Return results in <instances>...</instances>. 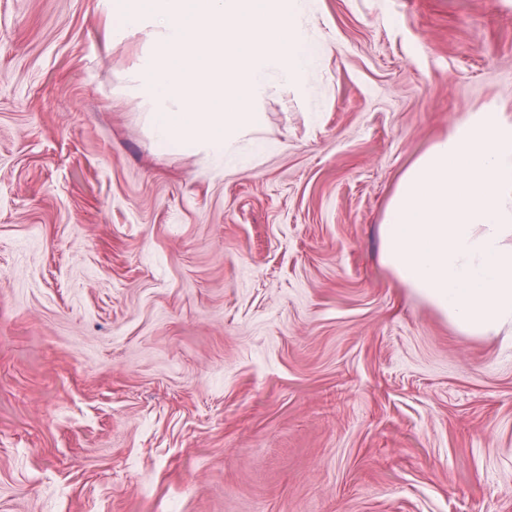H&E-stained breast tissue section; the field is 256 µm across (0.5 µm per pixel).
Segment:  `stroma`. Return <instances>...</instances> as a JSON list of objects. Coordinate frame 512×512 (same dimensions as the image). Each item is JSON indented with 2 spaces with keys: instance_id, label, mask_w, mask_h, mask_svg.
<instances>
[{
  "instance_id": "stroma-1",
  "label": "stroma",
  "mask_w": 512,
  "mask_h": 512,
  "mask_svg": "<svg viewBox=\"0 0 512 512\" xmlns=\"http://www.w3.org/2000/svg\"><path fill=\"white\" fill-rule=\"evenodd\" d=\"M240 164L163 153L101 0H0V512H512V340L379 263L406 167L512 115V0H310Z\"/></svg>"
}]
</instances>
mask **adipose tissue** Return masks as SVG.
<instances>
[{
    "label": "adipose tissue",
    "instance_id": "ef3b65f1",
    "mask_svg": "<svg viewBox=\"0 0 512 512\" xmlns=\"http://www.w3.org/2000/svg\"><path fill=\"white\" fill-rule=\"evenodd\" d=\"M380 261L460 336L512 335V115L457 122L401 176Z\"/></svg>",
    "mask_w": 512,
    "mask_h": 512
}]
</instances>
